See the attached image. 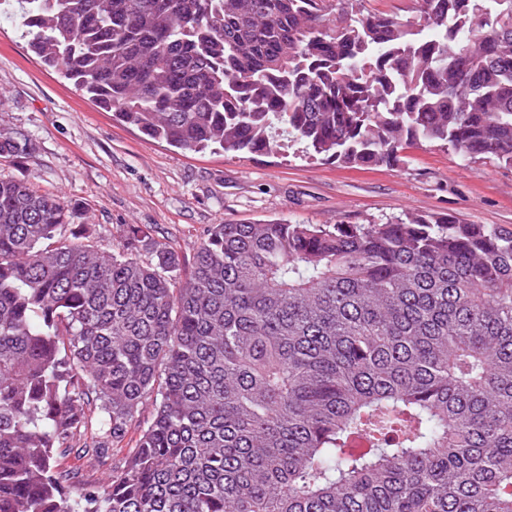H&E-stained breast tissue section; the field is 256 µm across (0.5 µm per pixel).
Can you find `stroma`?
<instances>
[{
  "instance_id": "obj_1",
  "label": "stroma",
  "mask_w": 512,
  "mask_h": 512,
  "mask_svg": "<svg viewBox=\"0 0 512 512\" xmlns=\"http://www.w3.org/2000/svg\"><path fill=\"white\" fill-rule=\"evenodd\" d=\"M0 130L24 138V163L0 159V176L22 179L82 207L104 247L123 224L146 226L178 251V281L191 273L194 247L224 222L287 220L304 224H384L443 214L471 224L512 226V167L464 159L426 144L404 164L348 169L304 156L300 146L276 154L185 152L144 136L94 106L27 49L20 15L0 17ZM152 408L94 464L101 482L123 463Z\"/></svg>"
}]
</instances>
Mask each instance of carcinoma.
Returning a JSON list of instances; mask_svg holds the SVG:
<instances>
[{
    "label": "carcinoma",
    "mask_w": 512,
    "mask_h": 512,
    "mask_svg": "<svg viewBox=\"0 0 512 512\" xmlns=\"http://www.w3.org/2000/svg\"><path fill=\"white\" fill-rule=\"evenodd\" d=\"M358 2L0 6L91 102L185 151L284 133L347 168L423 143L512 166V0ZM27 151L0 133L1 158ZM78 212L0 178V512H512V227L214 224L180 287L172 244L125 224L109 251ZM360 9L372 12L397 13L404 16H414L417 7L416 0H362ZM152 414L151 406L141 410L135 418L132 428L118 444H115L113 450L110 449L102 458L96 460L94 465L85 464L83 466V474L89 482H102L104 478L112 474V468L123 463L130 449L135 447L140 431L150 424Z\"/></svg>",
    "instance_id": "carcinoma-1"
}]
</instances>
